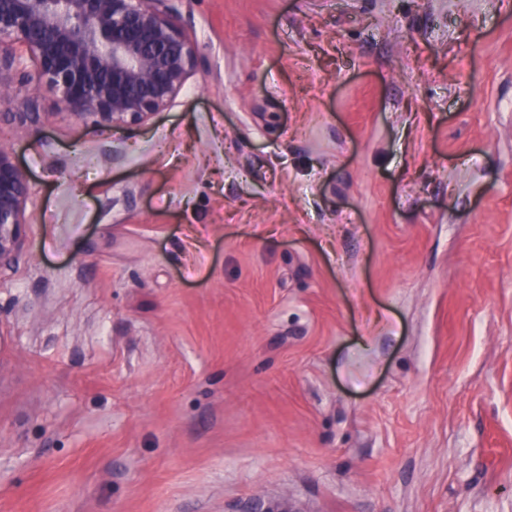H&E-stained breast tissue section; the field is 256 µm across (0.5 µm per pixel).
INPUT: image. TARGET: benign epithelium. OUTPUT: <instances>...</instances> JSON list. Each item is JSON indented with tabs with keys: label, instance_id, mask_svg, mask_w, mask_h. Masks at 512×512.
I'll list each match as a JSON object with an SVG mask.
<instances>
[{
	"label": "benign epithelium",
	"instance_id": "benign-epithelium-1",
	"mask_svg": "<svg viewBox=\"0 0 512 512\" xmlns=\"http://www.w3.org/2000/svg\"><path fill=\"white\" fill-rule=\"evenodd\" d=\"M197 66L171 0H0V99L5 124L24 133L45 120L31 74L57 105L104 130L141 125L167 109ZM29 181L0 139V271L23 248ZM241 512H290L253 501Z\"/></svg>",
	"mask_w": 512,
	"mask_h": 512
}]
</instances>
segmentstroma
<instances>
[{
  "label": "stroma",
  "mask_w": 512,
  "mask_h": 512,
  "mask_svg": "<svg viewBox=\"0 0 512 512\" xmlns=\"http://www.w3.org/2000/svg\"><path fill=\"white\" fill-rule=\"evenodd\" d=\"M176 7L149 124L4 133L0 512H512V7ZM29 181L12 144L0 138V272L12 267L23 248Z\"/></svg>",
  "instance_id": "35a3bbf8"
}]
</instances>
